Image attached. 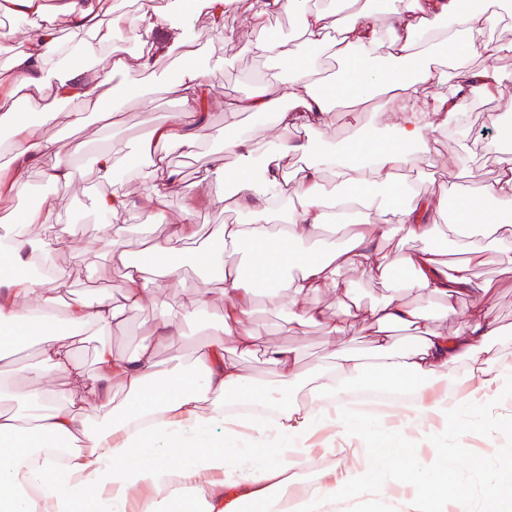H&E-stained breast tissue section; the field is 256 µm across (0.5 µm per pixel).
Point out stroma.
<instances>
[{
	"label": "stroma",
	"mask_w": 512,
	"mask_h": 512,
	"mask_svg": "<svg viewBox=\"0 0 512 512\" xmlns=\"http://www.w3.org/2000/svg\"><path fill=\"white\" fill-rule=\"evenodd\" d=\"M144 10L164 13L150 40L149 50L157 60V70H165L170 58L169 46L182 38L195 35L199 38L196 64L211 84L208 125L213 132L200 154L195 155V166L186 169L184 154L172 149L169 163L177 174V181L169 190L168 224L181 220L185 208H192V222L197 231L194 240L185 251L175 258L182 267V276L171 282L163 292L168 307L179 308L189 304L208 278L200 254L206 243L208 227L233 221L235 213L225 211L221 198L223 183L207 180L205 169L212 158H223L226 166H233V156L224 152V135L237 132L245 137L271 138L274 127L254 122L242 113L226 111L224 102L230 98L244 97L257 77L264 72L265 64L253 56L250 44L254 32L246 10L231 13L226 29L235 33L233 40L209 34L207 16L195 4V0H145ZM176 93L152 88L148 96L123 95L107 98L87 107V119L83 126L71 128L65 118L42 126L44 136L69 144L82 142L84 149L74 159L78 176L70 184L53 187L40 202L45 221L34 224L24 231L26 237L39 238L57 231H66V243L51 256V267H67L72 271L69 295L95 301L102 296H118L123 280L122 266L112 259L103 241V228L96 209L98 197L111 193L113 183H121L130 196H137L141 180L138 176L145 163L140 143L152 127L168 121L172 112L178 111ZM119 111L121 122L110 126L106 114ZM512 114V82L493 98L477 99L469 108L473 139L438 136L432 145L431 164L423 170L422 187L446 192L449 199L474 193L490 183L505 160L495 145L500 137L498 126L492 125L491 117ZM378 134L389 138L394 134L390 121L376 122L372 112L349 117L345 112L334 116L324 133L325 140L333 145L347 146L363 135ZM112 150L115 166L109 178H102L95 159L99 152ZM127 227L126 248L129 253L139 252L145 239L165 235L168 224H145L138 209L132 208L123 217ZM483 278L493 279L497 291L491 301L492 317L502 326L503 335L494 337L493 343L505 359L512 362V272L497 263L479 269ZM284 293L260 296L250 330L264 340L294 349L302 368L308 369L323 362L336 344H346L363 351L369 337L363 323L355 322L343 334L328 338L320 326L300 327L292 322L282 309ZM224 311V298L212 293L206 309L186 327L184 337L161 347L157 359L161 365L174 361L191 362L197 350L207 341V327L217 321ZM158 312L151 306L128 310L122 328L91 326L69 340L72 354L81 362L88 376L97 373L96 353L101 344L107 343L115 351L133 350L143 337L152 335L157 325ZM41 359V345L36 341L13 344L0 352V380L14 391H22L27 385L30 366ZM460 406L447 423L431 420L411 422L407 411L398 405H390L384 411L365 418L358 435L349 437L329 426L304 440V447L311 450V467L333 463L329 451L333 448H356L368 452L379 436H386L385 454L379 460L380 472H387L389 465L402 462L404 448L417 446L423 455H445L451 448L466 443L469 449L484 447L487 440H494L499 452L493 463L482 469H471L462 463H453L452 480L469 488L472 494L483 495L486 484L495 483L512 475V399L502 400L490 406L478 390L477 380L466 381L459 389Z\"/></svg>",
	"instance_id": "35a3bbf8"
}]
</instances>
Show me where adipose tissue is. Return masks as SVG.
<instances>
[{
  "label": "adipose tissue",
  "mask_w": 512,
  "mask_h": 512,
  "mask_svg": "<svg viewBox=\"0 0 512 512\" xmlns=\"http://www.w3.org/2000/svg\"><path fill=\"white\" fill-rule=\"evenodd\" d=\"M294 0H207L211 31L224 32V17L247 9L255 38L252 52L287 65V73H273L255 84L251 93L227 102L228 110L271 117L279 131L275 140L262 144L238 134L224 137V151L234 156L233 168L213 159L209 178L231 183L224 208L239 213L234 224L211 228L213 243L203 263L215 267L222 284L224 314L212 324L207 343L189 366L160 370L159 345L178 336L193 312L208 303V289L198 291L192 307L166 309L155 336L130 352L102 346L97 353L98 372L88 377L70 352L67 341L88 326L117 327L123 311L145 302L160 303L162 290L180 276L171 257L191 234V219L168 222V192L177 174L166 160L171 148L188 154L201 149L208 129L198 111L207 98L209 84L194 65V39H185L177 54L181 69L165 79L177 92L182 106L166 124L154 127L142 143L148 157L142 174L138 208L147 224H168L164 238L146 242L143 254L127 260L125 227L121 222L129 201L123 187L99 197V214L111 216L106 243L126 272L121 303L102 298L89 303L72 299L63 315H56L53 298L44 296L42 281L20 274V267L48 258L64 243L58 233L32 240L22 227L43 223L38 209L19 212L14 233L0 236V346L27 335L41 321L55 328L44 334L42 359L28 370V384L18 395L23 413L0 411V512H99L102 498H110L112 512H126L133 493H140L139 512H157L166 501L177 512L184 494L201 504L202 512H242L244 505L259 512H335L344 488L355 497L395 500L398 512H474L471 495L451 483L436 481L434 473L447 472V461L425 464L418 449H407V462L382 476L373 460L383 451L375 445L369 454L348 460L343 470L319 469L312 496L295 500L292 488L299 471L310 463L306 448H269L262 462L240 454L228 457L223 449L194 439L195 431L217 428L231 432L241 422L229 411L233 397H259L278 409L279 417L265 425H252V437L266 442L311 436L321 430V403L339 405L336 426L350 429L352 418L342 412L344 398L365 385H402L412 394L407 410L414 417L444 421L448 407L441 394L460 387L464 378L460 362L473 361V377L495 393L512 392L497 370L499 359L490 341L501 328L490 318L488 303L496 292L493 281L476 271L490 260L512 266V217L462 199L460 221L450 224L460 254L448 264L441 254L425 249L391 255L394 237L426 242L435 233L433 214L447 208L445 194L420 192L399 182L398 172L430 162V143L446 133L460 109V91L491 97L499 92L503 75L493 65L512 55V41L486 40L487 30L504 20L486 0H390L392 18L386 28L377 25V0H348V13L309 11L302 15L294 36L272 33L267 19L275 13H292ZM103 0H62L58 10L66 15L73 36L82 38L84 53L94 46L108 48L109 70L74 67L57 74L55 63L62 44L46 15L44 0H0V9L32 16L24 42L0 72V125L11 130L12 156L0 167V197L20 195L28 187L27 174L42 167L46 181L67 184L74 180L72 159L83 146L41 134L40 125L65 117L69 126L86 121L85 104L99 100L115 76L131 68L150 69L151 54L128 57L116 44L117 35L102 23ZM452 28H444L445 20ZM329 48L344 60L346 69L331 84H322L314 70V53ZM455 61L452 70L435 62L438 56ZM477 56L484 68L471 69L466 61ZM57 77V101L69 104L66 113L52 108L40 124L25 121L7 95L10 85L40 87ZM381 94L397 102L395 136L388 141L354 140L350 148H331L323 132L335 108L367 111ZM361 214L349 225L343 245L325 236L332 215ZM242 252L246 266L225 263V247ZM345 272L369 278L390 290H415L443 305L450 329L433 325L415 306L393 297L360 313L372 330L368 352L339 345L327 363L301 370L294 350L264 342L247 327L257 295L284 289L286 306L298 324L321 323L327 336L343 333L351 316L344 305L350 286ZM335 296L341 308L327 317L314 301L317 293ZM471 297L475 305L467 318H459L458 298ZM233 340L241 353L262 349L277 369L274 389H258L239 364L224 355L225 340ZM65 374L66 388L47 392L49 373ZM120 380L129 399L116 408L112 382ZM301 386L306 402L288 407L283 396ZM435 387L439 396H428ZM92 404L96 415L83 407ZM181 466H174V459ZM223 474L220 482L212 474Z\"/></svg>",
  "instance_id": "ef3b65f1"
}]
</instances>
